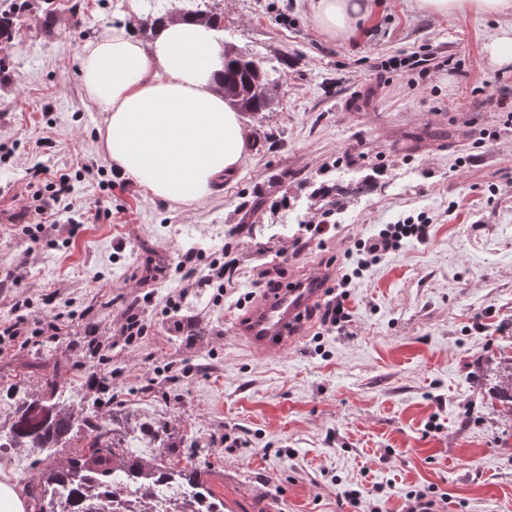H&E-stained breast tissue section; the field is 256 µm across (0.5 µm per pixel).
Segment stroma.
<instances>
[{
  "mask_svg": "<svg viewBox=\"0 0 512 512\" xmlns=\"http://www.w3.org/2000/svg\"><path fill=\"white\" fill-rule=\"evenodd\" d=\"M39 2L52 26L21 13L0 48V328L25 337L0 344V421L7 389L35 387L16 360L38 349L70 364L63 398L86 395L93 366L101 402L174 423L234 512H351V489L402 512L424 488L439 512H512V422L480 377L512 354V66L486 52L497 20L370 0L361 29L336 40L308 0H224L225 43L284 84L276 107L243 121L270 148L181 206L118 180L79 76L85 45L142 0ZM411 54L432 68H376ZM81 160L102 169L66 199L85 223L42 218L33 170L73 174ZM362 180L370 191L338 214L315 194ZM419 212L429 240L353 279L344 332L316 309L282 350L239 335V302L262 296L265 273L337 283L360 240ZM323 218L331 230L311 236ZM190 251L201 268L235 259L234 285L184 289ZM132 313L145 332L130 341Z\"/></svg>",
  "mask_w": 512,
  "mask_h": 512,
  "instance_id": "35a3bbf8",
  "label": "stroma"
}]
</instances>
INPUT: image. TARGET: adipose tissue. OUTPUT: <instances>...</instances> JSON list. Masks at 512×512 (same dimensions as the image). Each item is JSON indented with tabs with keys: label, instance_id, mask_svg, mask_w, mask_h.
<instances>
[{
	"label": "adipose tissue",
	"instance_id": "adipose-tissue-1",
	"mask_svg": "<svg viewBox=\"0 0 512 512\" xmlns=\"http://www.w3.org/2000/svg\"><path fill=\"white\" fill-rule=\"evenodd\" d=\"M417 10L448 16L468 9L498 19L491 60L512 64V0H414ZM310 17L333 39L353 35L370 14L369 0H310ZM224 50L208 25L193 20L159 26L143 42L121 24L89 42L80 78L105 112V148L115 170L155 198L202 203L218 177L247 157L248 136L219 88Z\"/></svg>",
	"mask_w": 512,
	"mask_h": 512
}]
</instances>
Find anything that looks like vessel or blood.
I'll list each match as a JSON object with an SVG mask.
<instances>
[{"instance_id": "b4317fda", "label": "vessel or blood", "mask_w": 512, "mask_h": 512, "mask_svg": "<svg viewBox=\"0 0 512 512\" xmlns=\"http://www.w3.org/2000/svg\"><path fill=\"white\" fill-rule=\"evenodd\" d=\"M325 279L317 274L276 288L259 299L238 330L257 349L273 351L287 346L306 310L325 298Z\"/></svg>"}]
</instances>
